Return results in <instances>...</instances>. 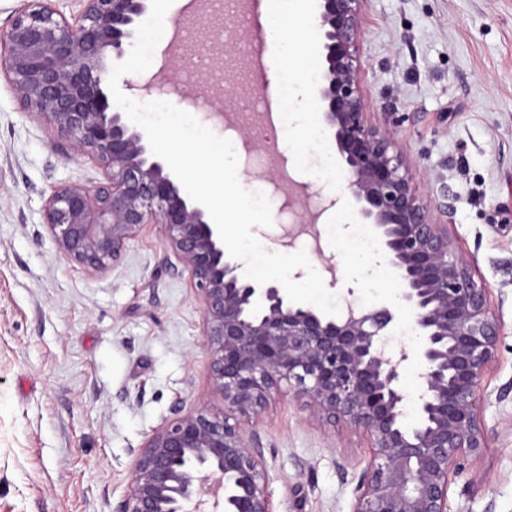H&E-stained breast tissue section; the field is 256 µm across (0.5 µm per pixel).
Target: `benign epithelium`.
Listing matches in <instances>:
<instances>
[{
  "label": "benign epithelium",
  "instance_id": "benign-epithelium-1",
  "mask_svg": "<svg viewBox=\"0 0 512 512\" xmlns=\"http://www.w3.org/2000/svg\"><path fill=\"white\" fill-rule=\"evenodd\" d=\"M71 23L47 0L0 28V78L27 112L101 169L92 185L54 190L43 224L59 250L103 275L142 227L160 226L202 308L212 391L223 404L178 414L137 453L120 512H273L256 421L286 383L293 397L330 421L367 435L372 457L351 512H448L461 461L487 445L482 382L496 362L502 324L472 260L434 220L397 148L394 125L368 122L360 63L365 0H317L322 82L316 109L336 145L361 223L384 245L422 336L411 351L389 348L395 314L348 301L336 315L294 303L273 282L244 276L224 252L206 209L188 199L141 131L112 110V61L144 22L146 0H81ZM289 205L308 194L274 180ZM424 369L409 397L399 371ZM413 400L419 422L404 421ZM234 423H229V420Z\"/></svg>",
  "mask_w": 512,
  "mask_h": 512
}]
</instances>
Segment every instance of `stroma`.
Listing matches in <instances>:
<instances>
[{"label":"stroma","instance_id":"35a3bbf8","mask_svg":"<svg viewBox=\"0 0 512 512\" xmlns=\"http://www.w3.org/2000/svg\"><path fill=\"white\" fill-rule=\"evenodd\" d=\"M319 64L316 38L302 37L284 68L303 90L290 111L310 119L291 122L287 135L271 139L241 122L207 126L232 142L243 187L270 203L272 226L252 229L264 248L285 250V198L264 163L275 151L307 186L325 230L321 249L299 239L294 250L305 251L339 301L391 307L394 349L416 348L399 283L382 263L380 239L359 221L316 110ZM361 68L369 120L395 117L424 201L453 197L448 231L503 323L483 381L487 446L453 475L449 512H512V206L503 189L512 176V0H367ZM149 71L186 96L199 92L168 38ZM101 177L90 158L65 153L0 80V512H118L153 430L180 411L223 408L211 389L202 309L158 227L144 226L104 275L70 261L47 232L50 193ZM257 428L273 512H350L371 459L366 436L322 419L286 387Z\"/></svg>","mask_w":512,"mask_h":512}]
</instances>
